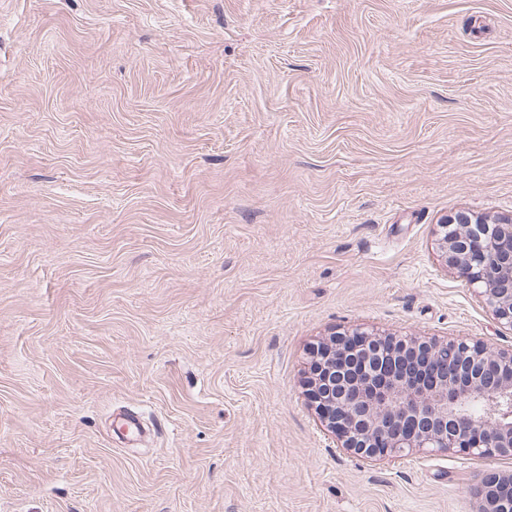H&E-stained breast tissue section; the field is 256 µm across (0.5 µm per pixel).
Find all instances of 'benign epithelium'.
Returning <instances> with one entry per match:
<instances>
[{"label": "benign epithelium", "mask_w": 512, "mask_h": 512, "mask_svg": "<svg viewBox=\"0 0 512 512\" xmlns=\"http://www.w3.org/2000/svg\"><path fill=\"white\" fill-rule=\"evenodd\" d=\"M438 257L512 335V216L461 211L435 231ZM305 396L336 447L369 459L424 450L512 458V348L469 338L332 332L311 350ZM512 471L473 488L476 512H512Z\"/></svg>", "instance_id": "benign-epithelium-1"}]
</instances>
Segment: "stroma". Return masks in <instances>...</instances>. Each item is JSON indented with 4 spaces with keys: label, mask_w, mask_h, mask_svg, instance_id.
<instances>
[{
    "label": "stroma",
    "mask_w": 512,
    "mask_h": 512,
    "mask_svg": "<svg viewBox=\"0 0 512 512\" xmlns=\"http://www.w3.org/2000/svg\"><path fill=\"white\" fill-rule=\"evenodd\" d=\"M462 210L512 215V0H0V512H474L512 459L301 386L340 328L512 346Z\"/></svg>",
    "instance_id": "1"
}]
</instances>
